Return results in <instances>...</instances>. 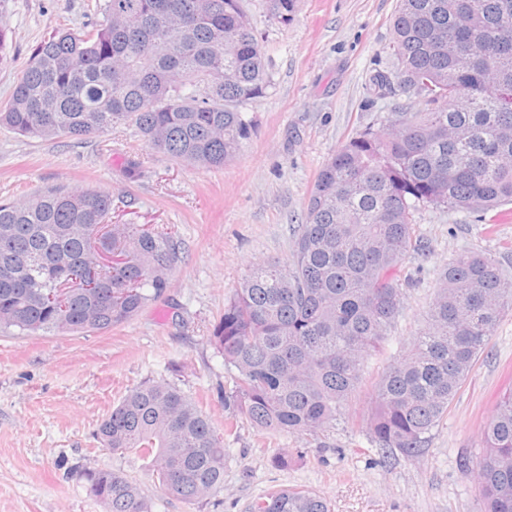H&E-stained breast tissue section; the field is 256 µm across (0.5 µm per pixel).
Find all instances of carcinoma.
Returning <instances> with one entry per match:
<instances>
[{
	"mask_svg": "<svg viewBox=\"0 0 512 512\" xmlns=\"http://www.w3.org/2000/svg\"><path fill=\"white\" fill-rule=\"evenodd\" d=\"M295 0H270L286 21ZM242 0H104L81 33L56 31L31 53L0 107V123L38 139H85L117 124L152 150L219 168L249 139L243 105L270 79ZM394 77L417 101L365 131L320 170L307 221L286 263L263 261L224 304L210 340L235 369V415L259 429L315 431L336 420L364 362L382 353L402 312V274L425 255L420 204L490 213L512 204V0H399ZM112 196L47 187L0 201V328L24 335L84 333L126 323L169 288L181 259L170 228L110 223ZM127 258L112 286L62 282L91 274L96 252ZM512 279L490 254L466 252L442 269L426 324L374 386L372 442L413 457L439 425L503 313ZM114 452L139 453L162 487L196 505L224 483V436L178 387L145 381L99 425ZM478 478L484 512H512V391L484 433ZM109 512H153L120 471L86 475ZM249 512H330L320 495L279 489Z\"/></svg>",
	"mask_w": 512,
	"mask_h": 512,
	"instance_id": "obj_1",
	"label": "carcinoma"
}]
</instances>
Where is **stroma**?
<instances>
[{"label": "stroma", "mask_w": 512, "mask_h": 512, "mask_svg": "<svg viewBox=\"0 0 512 512\" xmlns=\"http://www.w3.org/2000/svg\"><path fill=\"white\" fill-rule=\"evenodd\" d=\"M103 0H0L10 24L0 44V103L32 50L56 30L82 31ZM398 0H296L288 21L267 0L245 9L270 76L247 103L252 122L242 150L220 168L188 165L149 150L134 127L103 136L45 141L0 126V200L48 186L97 188L112 197L119 223L170 225L182 240L170 286L130 321L83 334L32 335L0 329V512H108L83 470L113 469L135 480L153 512H247L277 488L307 489L331 512H483L474 470L482 433L500 397L512 390V311L479 357L415 457L371 443L370 380L422 328L438 273L464 251L495 256L512 277V205L497 223L464 211L418 206L414 224L428 248L408 258L419 271L383 356L368 360L366 382L343 414L317 431L292 434L246 424L226 431L233 369L210 342L234 288L254 265L287 261L293 226L304 223L324 164L351 138L385 129L409 97L381 92L377 71L393 70ZM141 165L128 180L126 161ZM153 379L196 400L224 435V485L197 508L166 492L132 451L104 448L101 420L129 390ZM284 455L278 465L275 455Z\"/></svg>", "instance_id": "obj_1"}]
</instances>
